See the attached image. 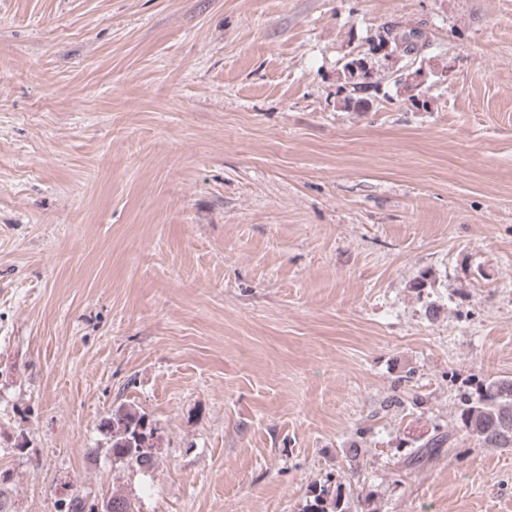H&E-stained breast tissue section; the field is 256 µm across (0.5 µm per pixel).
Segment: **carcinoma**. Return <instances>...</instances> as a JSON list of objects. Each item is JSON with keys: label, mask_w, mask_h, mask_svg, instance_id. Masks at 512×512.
Segmentation results:
<instances>
[{"label": "carcinoma", "mask_w": 512, "mask_h": 512, "mask_svg": "<svg viewBox=\"0 0 512 512\" xmlns=\"http://www.w3.org/2000/svg\"><path fill=\"white\" fill-rule=\"evenodd\" d=\"M418 35L414 29L408 31L399 27L386 26L369 40L368 53L356 55L344 62L339 80L346 95L339 100L343 108H356L365 98L361 94L379 91L374 81L373 59L403 60L418 55L425 47L417 38L412 42L403 39L406 34ZM422 67L405 69L400 73L397 84L411 92L409 100L417 108L428 109L429 100L422 89L423 82L416 78ZM459 426L466 435L494 448L512 446V380L497 379L475 383L471 390L461 396L458 413ZM102 429L111 441L110 449L114 460L127 466L148 470L153 466L150 449L154 447V430L145 416L130 406H119L103 419ZM451 439V434L435 430L425 442L408 455V465L413 466L439 451ZM341 487L330 491L329 487L313 490V500L304 512H343L340 509ZM109 512H138L135 503L117 492L103 503Z\"/></svg>", "instance_id": "cac0c4a2"}]
</instances>
